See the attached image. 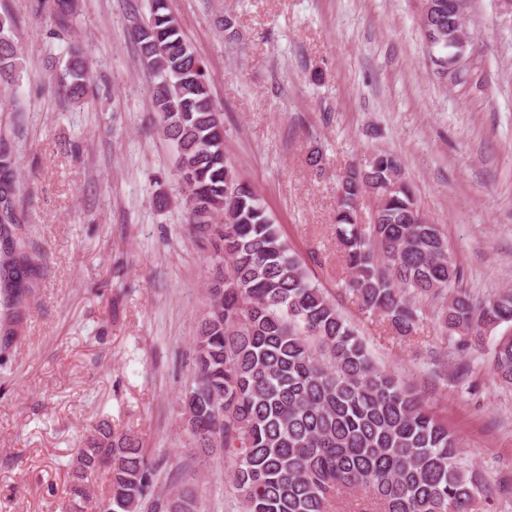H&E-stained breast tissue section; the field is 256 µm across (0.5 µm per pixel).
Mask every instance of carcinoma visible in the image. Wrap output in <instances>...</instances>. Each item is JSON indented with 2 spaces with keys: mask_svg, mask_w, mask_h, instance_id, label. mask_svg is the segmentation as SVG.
<instances>
[{
  "mask_svg": "<svg viewBox=\"0 0 512 512\" xmlns=\"http://www.w3.org/2000/svg\"><path fill=\"white\" fill-rule=\"evenodd\" d=\"M75 8L74 0L37 2L62 34ZM421 26L432 32L427 48L438 73L460 75L451 0H422ZM17 27L0 15V91L16 86L24 70ZM132 38L163 138L176 151L190 237L213 261L209 305L194 336L195 378L184 395L188 444L233 460L243 512H333L342 494L360 490L365 498L348 512H476L487 481L460 456L455 433L425 396L375 363L226 158L204 62L168 0H149ZM88 86L87 61L73 46L65 94L79 102ZM16 184L12 145L0 136V296L18 310L35 292L43 258L17 209ZM333 223L345 291L395 335L415 332L424 299L447 334L463 335L454 343L461 353L464 337L512 327V289L479 300L460 287L462 269L440 225L420 212L396 155L376 152L340 176ZM488 360L512 384V332L494 342ZM421 365L426 379L445 377L432 354ZM102 470L108 492L96 500L92 479ZM155 471L136 436L104 422L77 449L62 512H197L189 482L163 495Z\"/></svg>",
  "mask_w": 512,
  "mask_h": 512,
  "instance_id": "cac0c4a2",
  "label": "carcinoma"
}]
</instances>
